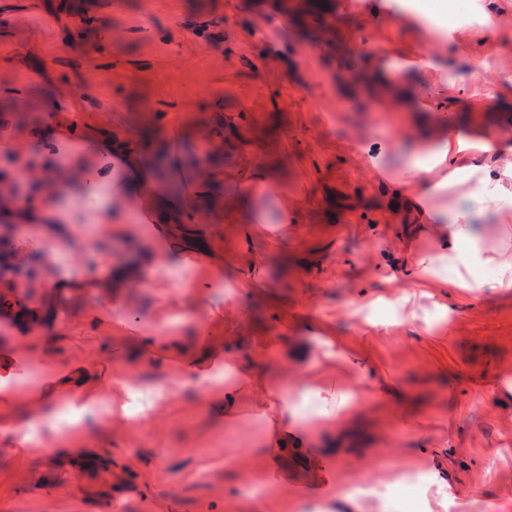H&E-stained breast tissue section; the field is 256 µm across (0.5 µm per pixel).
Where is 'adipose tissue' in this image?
I'll list each match as a JSON object with an SVG mask.
<instances>
[{
    "label": "adipose tissue",
    "instance_id": "1",
    "mask_svg": "<svg viewBox=\"0 0 512 512\" xmlns=\"http://www.w3.org/2000/svg\"><path fill=\"white\" fill-rule=\"evenodd\" d=\"M68 110L67 100L55 101L51 114L33 132L37 142L59 150L55 166L46 170L59 180L53 200L32 208L18 201L15 192H2L0 218L22 224H75L83 214L82 203L88 201L96 223L119 224L133 211L160 238L171 225L182 222L189 197H210L212 187L224 179L222 168L204 161L185 164L169 156L155 163L116 131L80 128ZM503 152L501 143L485 131H475L467 139L445 131L418 141L402 170L387 169L375 157H368L375 173L400 179L408 190L419 193L413 209L415 221L430 225L439 246L437 253L419 258L420 277L437 279L445 274L460 288L512 292V234L503 233L495 255H487L468 213L448 210L440 203L449 190L460 185L465 188L464 198L478 204L512 191V165L503 163ZM176 180L189 187V194L172 190ZM485 266L494 268V277L474 278V269ZM319 342L323 347L320 359L292 388L264 385L255 389L256 414L275 429L269 447L287 444L289 432L308 436L314 424L327 428L356 418L363 409L361 392L332 389L328 379L335 369H359V356L337 341L330 326L320 327ZM83 382V377H69L53 387L34 388L29 402L42 409L63 399L84 410L95 409L96 401L86 400L83 394Z\"/></svg>",
    "mask_w": 512,
    "mask_h": 512
}]
</instances>
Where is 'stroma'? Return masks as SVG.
<instances>
[{
	"mask_svg": "<svg viewBox=\"0 0 512 512\" xmlns=\"http://www.w3.org/2000/svg\"><path fill=\"white\" fill-rule=\"evenodd\" d=\"M487 5L0 0V142L41 153L31 132L70 95L83 127L113 122L138 149L164 142L224 169L215 202L196 201L162 244L133 214L121 226L0 222V355L14 360L15 393V429L0 431V512H512V292L415 287L416 257L438 244L391 210L397 185L357 153L402 168L434 132L426 99L447 103L457 132L512 143V0L492 31ZM428 27L429 55L418 49ZM252 176L270 193L238 197L237 181ZM509 214L506 193L471 222L493 246ZM117 266L137 267V281L117 280ZM215 268L220 286L203 287ZM88 277L98 287H77ZM246 279L251 294L226 297L224 283ZM322 324L371 357L338 382L401 386L429 444L373 396L356 427L282 451L274 482L251 390L225 419L223 385L192 380L174 355L209 340L281 387L320 354ZM34 339L45 373L86 369L89 396L114 385L147 415L87 413L67 429L32 408L19 347ZM25 436L80 458L19 457ZM358 478L377 492L354 494Z\"/></svg>",
	"mask_w": 512,
	"mask_h": 512,
	"instance_id": "stroma-1",
	"label": "stroma"
}]
</instances>
